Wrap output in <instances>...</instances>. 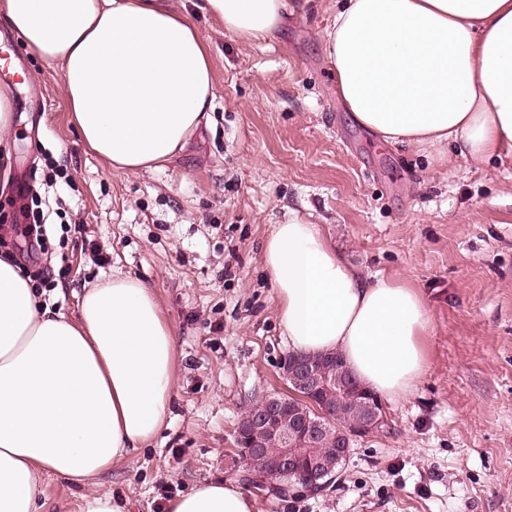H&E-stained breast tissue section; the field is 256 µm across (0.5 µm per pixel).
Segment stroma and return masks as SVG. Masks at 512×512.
Returning a JSON list of instances; mask_svg holds the SVG:
<instances>
[{
    "instance_id": "obj_1",
    "label": "stroma",
    "mask_w": 512,
    "mask_h": 512,
    "mask_svg": "<svg viewBox=\"0 0 512 512\" xmlns=\"http://www.w3.org/2000/svg\"><path fill=\"white\" fill-rule=\"evenodd\" d=\"M334 0H313L276 40L242 44L217 18L194 20L212 63L214 110L165 168L107 167L82 145L59 66L0 23L22 84L0 93L13 130L0 152V225L17 251L20 179L45 156L69 175L49 237L68 276L38 291L73 317L86 289L115 276L153 288L177 350L165 427L106 473L127 512H167L196 486L234 481L235 430L256 397L286 391L288 343L263 243L289 214L319 225L369 281L422 296L428 369L385 400L389 426L357 439L335 484L254 512H512V152L473 163L451 144H393L365 130L336 94L322 38Z\"/></svg>"
}]
</instances>
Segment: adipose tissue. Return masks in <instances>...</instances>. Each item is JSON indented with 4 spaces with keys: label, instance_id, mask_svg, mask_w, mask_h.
I'll return each instance as SVG.
<instances>
[{
    "label": "adipose tissue",
    "instance_id": "ef3b65f1",
    "mask_svg": "<svg viewBox=\"0 0 512 512\" xmlns=\"http://www.w3.org/2000/svg\"><path fill=\"white\" fill-rule=\"evenodd\" d=\"M242 42L287 23L288 0H203ZM0 21L58 64L86 147L150 172L209 124V53L175 0H0ZM323 50L340 101L389 142H450L476 162L512 149V0H336ZM293 351L340 353L376 394L409 395L427 369L422 297L366 282L321 229L294 216L263 250ZM176 347L147 285L116 277L87 290L76 317L43 307L0 259V512H43L55 474L91 486L79 512H127L100 480L163 428ZM232 484L208 483L169 512H253Z\"/></svg>",
    "mask_w": 512,
    "mask_h": 512
}]
</instances>
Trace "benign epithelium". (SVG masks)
Wrapping results in <instances>:
<instances>
[{"label":"benign epithelium","mask_w":512,"mask_h":512,"mask_svg":"<svg viewBox=\"0 0 512 512\" xmlns=\"http://www.w3.org/2000/svg\"><path fill=\"white\" fill-rule=\"evenodd\" d=\"M283 376L290 394H266L241 420L236 444L242 463L263 470L267 478L300 477L295 489L320 494L335 482V467L350 453L336 442L320 420L297 408L289 396L299 395L313 404L353 402L356 414L348 435L357 438L382 431L387 418L380 398L361 385L346 387L336 377L331 361L320 356L290 354L284 358Z\"/></svg>","instance_id":"obj_1"}]
</instances>
